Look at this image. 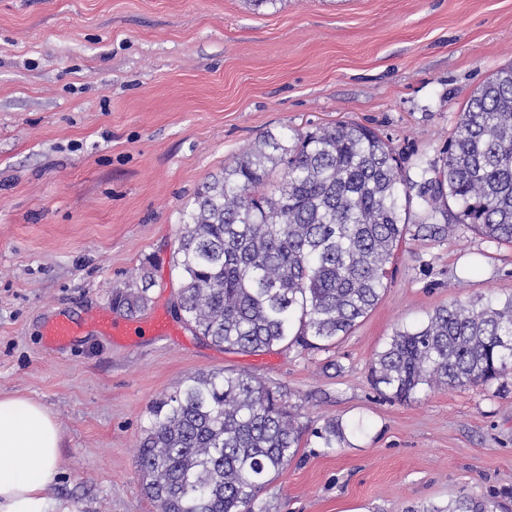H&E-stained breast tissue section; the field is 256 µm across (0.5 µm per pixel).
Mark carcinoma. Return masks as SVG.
<instances>
[{
    "label": "carcinoma",
    "mask_w": 512,
    "mask_h": 512,
    "mask_svg": "<svg viewBox=\"0 0 512 512\" xmlns=\"http://www.w3.org/2000/svg\"><path fill=\"white\" fill-rule=\"evenodd\" d=\"M429 208L417 233L439 238L448 218L512 244V65L459 113L441 166L403 172L390 144L358 123L266 133L204 184L186 214L173 270L176 312L226 350L329 346L380 301L409 233L414 199ZM113 295L146 308L153 275ZM512 370V296L455 301L397 329L371 365L376 387L407 400L421 388L486 383ZM321 438L333 448L342 425ZM301 427L284 395L250 374L199 372L152 403L137 468L157 512H269L260 494L297 455ZM462 491L448 512H498Z\"/></svg>",
    "instance_id": "obj_1"
}]
</instances>
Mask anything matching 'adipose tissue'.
<instances>
[{
	"label": "adipose tissue",
	"mask_w": 512,
	"mask_h": 512,
	"mask_svg": "<svg viewBox=\"0 0 512 512\" xmlns=\"http://www.w3.org/2000/svg\"><path fill=\"white\" fill-rule=\"evenodd\" d=\"M61 442V425L45 406L0 395V512H64L51 495Z\"/></svg>",
	"instance_id": "obj_1"
}]
</instances>
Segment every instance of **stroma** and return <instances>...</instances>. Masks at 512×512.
<instances>
[{
	"instance_id": "obj_1",
	"label": "stroma",
	"mask_w": 512,
	"mask_h": 512,
	"mask_svg": "<svg viewBox=\"0 0 512 512\" xmlns=\"http://www.w3.org/2000/svg\"><path fill=\"white\" fill-rule=\"evenodd\" d=\"M512 64V0H0V394L63 432L69 512H156L136 468L152 401L225 369L279 388L303 428L269 512H445L459 491L512 512V374L400 401L369 367L395 329L457 300L512 295V245L449 223L408 237L375 308L326 349L227 351L195 336L49 351L151 264L149 308L196 191L261 135L378 130L407 169L440 163L458 115ZM341 422L345 442L320 430ZM83 331L81 321L61 318L51 322L44 333V344L52 350H64Z\"/></svg>"
}]
</instances>
